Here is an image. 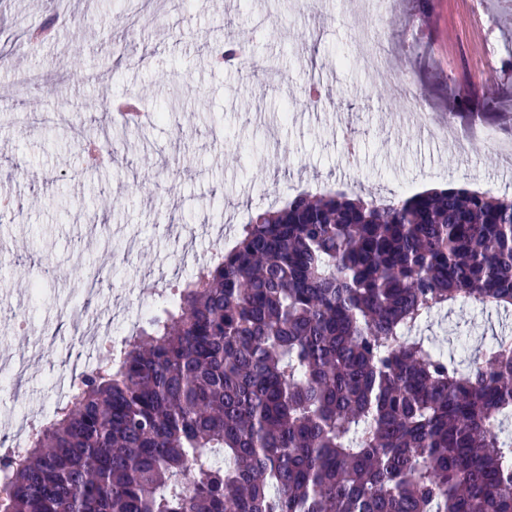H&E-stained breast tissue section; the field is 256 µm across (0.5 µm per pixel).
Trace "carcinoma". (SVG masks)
Wrapping results in <instances>:
<instances>
[{
    "instance_id": "cac0c4a2",
    "label": "carcinoma",
    "mask_w": 512,
    "mask_h": 512,
    "mask_svg": "<svg viewBox=\"0 0 512 512\" xmlns=\"http://www.w3.org/2000/svg\"><path fill=\"white\" fill-rule=\"evenodd\" d=\"M457 302L512 306V197L299 193L0 458V512H512V336L404 335Z\"/></svg>"
}]
</instances>
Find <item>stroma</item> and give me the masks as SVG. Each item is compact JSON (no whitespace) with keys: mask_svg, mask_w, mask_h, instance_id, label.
<instances>
[{"mask_svg":"<svg viewBox=\"0 0 512 512\" xmlns=\"http://www.w3.org/2000/svg\"><path fill=\"white\" fill-rule=\"evenodd\" d=\"M0 0V340L28 365L0 391V434L52 407L82 353L80 310L136 320L142 289L168 291L213 245L206 224H240L300 192L405 196L456 184L512 196L494 144L512 142V71L485 50L504 0ZM378 20L382 52L413 98L357 60ZM248 37L246 64L217 67V45ZM477 110L456 109L481 73ZM322 103L308 105L310 79ZM137 94L163 110L137 134L109 108ZM450 123L455 148L414 135L417 114ZM512 333V311L457 303L417 333L471 353Z\"/></svg>","mask_w":512,"mask_h":512,"instance_id":"35a3bbf8","label":"stroma"}]
</instances>
